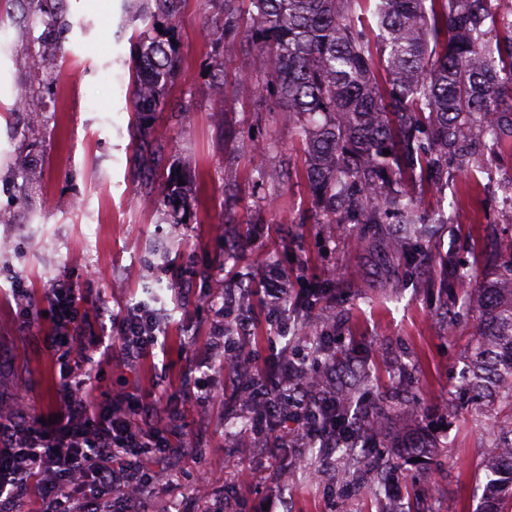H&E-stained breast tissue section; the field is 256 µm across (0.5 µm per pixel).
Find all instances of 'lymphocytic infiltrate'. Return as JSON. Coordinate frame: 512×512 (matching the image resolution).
<instances>
[{
    "mask_svg": "<svg viewBox=\"0 0 512 512\" xmlns=\"http://www.w3.org/2000/svg\"><path fill=\"white\" fill-rule=\"evenodd\" d=\"M77 290L68 280L55 283L51 302L57 332L50 350L82 354L77 332ZM121 344L127 356L151 353L158 342L157 315L139 306L120 320ZM225 367L236 372L240 401L251 408L254 439L278 446L329 451L344 435L322 424L319 411L335 403L328 392L310 396L305 384L312 368L296 358L281 356L275 372L256 369L252 355L234 337L222 345ZM60 417L55 423L21 419L0 412V512H21L31 481L44 486L41 512H112L114 501L143 504L159 467L173 451L170 432L154 421V406L144 399L121 395L116 403L92 407L87 386L90 375L64 367ZM292 421L296 438L282 435V424Z\"/></svg>",
    "mask_w": 512,
    "mask_h": 512,
    "instance_id": "f902f5d3",
    "label": "lymphocytic infiltrate"
}]
</instances>
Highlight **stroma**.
Listing matches in <instances>:
<instances>
[{
    "label": "stroma",
    "instance_id": "1",
    "mask_svg": "<svg viewBox=\"0 0 512 512\" xmlns=\"http://www.w3.org/2000/svg\"><path fill=\"white\" fill-rule=\"evenodd\" d=\"M137 0H33L23 10L0 0V30L38 15L7 48H0V408L28 418L49 416L61 402L60 371L69 356L50 353L56 331L50 292L59 279L79 291L78 331L93 362V402L128 391L156 403L178 448L163 479L150 488L152 512H264L278 497L285 512H387L385 496L368 490L373 477L350 472L342 454L316 455L310 478L295 455L276 443L257 447L249 415L231 395L228 373L213 344L223 333L225 289L288 278L287 312L241 293L236 315L248 323L246 342L258 369L273 370L281 347L303 353L309 342L298 322L326 337L336 361V388L348 397L350 421L389 409L386 431L363 438L405 512H478L474 425L481 405L449 409L459 386L462 349L475 324L461 286L447 287L441 259L453 254L465 270L485 269L486 253L512 242V150L487 171L456 174L425 210L444 214L432 225L414 261L399 258L384 224H320L300 174L303 155L295 119L274 97L241 82L250 55L224 58V91L209 76L211 46L220 35L198 0H187L176 26L181 74L154 113L144 171L130 136L131 62L138 35ZM45 79L25 111L14 109L34 58ZM276 150L259 154L255 144ZM33 159L30 179L20 157ZM263 168L285 172L275 208H266ZM183 180L185 213L161 203L168 177ZM364 237L357 248L355 237ZM331 281V294L297 311L313 288ZM23 284L33 309L25 319L14 300ZM148 304L160 313V344L136 361L115 354L119 328L103 325L101 309L122 315ZM292 329L279 338L277 323ZM206 378L210 403L196 401ZM400 446L428 448L420 461L400 463ZM247 481H237L239 471ZM205 485H198L199 473Z\"/></svg>",
    "mask_w": 512,
    "mask_h": 512
}]
</instances>
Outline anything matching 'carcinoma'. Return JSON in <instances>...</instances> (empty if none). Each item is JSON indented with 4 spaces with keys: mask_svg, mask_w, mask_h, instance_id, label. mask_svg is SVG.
<instances>
[{
    "mask_svg": "<svg viewBox=\"0 0 512 512\" xmlns=\"http://www.w3.org/2000/svg\"><path fill=\"white\" fill-rule=\"evenodd\" d=\"M185 4L143 2L156 36L132 61L135 140L181 66L171 40ZM222 31L213 87L224 91V56L249 36L243 80L296 118L318 223L395 224L396 249L410 259L432 223L421 194L442 192L452 170L494 163L512 141V9L499 0H224ZM262 178L271 204L283 174ZM442 264L467 285L476 314L462 385L491 412L475 420L486 430L482 512H512V246L480 276L458 270L451 254Z\"/></svg>",
    "mask_w": 512,
    "mask_h": 512,
    "instance_id": "carcinoma-1",
    "label": "carcinoma"
}]
</instances>
